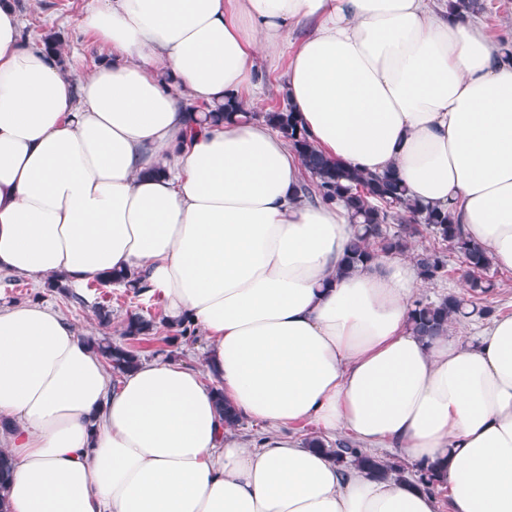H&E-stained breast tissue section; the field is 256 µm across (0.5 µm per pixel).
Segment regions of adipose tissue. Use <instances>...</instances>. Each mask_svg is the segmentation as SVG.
<instances>
[{
    "label": "adipose tissue",
    "instance_id": "obj_1",
    "mask_svg": "<svg viewBox=\"0 0 512 512\" xmlns=\"http://www.w3.org/2000/svg\"><path fill=\"white\" fill-rule=\"evenodd\" d=\"M456 2L89 0L79 25L112 59L75 81L0 0V272H140L209 340L205 370L144 361L114 385L48 306H0L9 512H436L413 478L287 435L302 421L434 466L451 512H512V316L473 344L416 336L410 260L345 270L346 208L301 196L270 124L194 136L185 111L263 93L292 45L283 85L314 144L395 170L512 270V57ZM219 389L259 437L225 424Z\"/></svg>",
    "mask_w": 512,
    "mask_h": 512
}]
</instances>
